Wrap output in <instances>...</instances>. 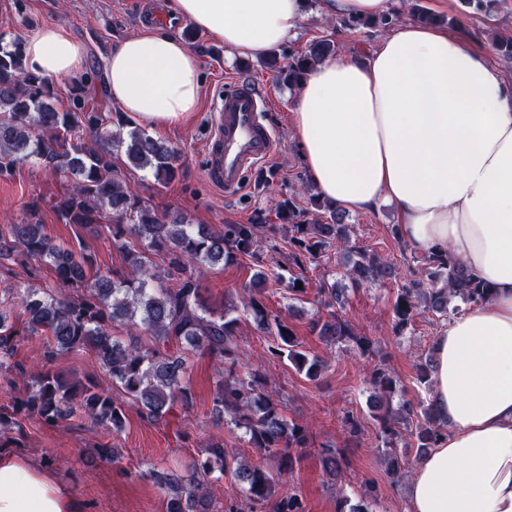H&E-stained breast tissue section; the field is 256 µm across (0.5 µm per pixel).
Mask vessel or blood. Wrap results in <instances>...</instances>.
Listing matches in <instances>:
<instances>
[{
  "mask_svg": "<svg viewBox=\"0 0 512 512\" xmlns=\"http://www.w3.org/2000/svg\"><path fill=\"white\" fill-rule=\"evenodd\" d=\"M267 109L263 93L237 81L213 98L206 173L225 195L240 194L249 175L277 155L276 135L265 119Z\"/></svg>",
  "mask_w": 512,
  "mask_h": 512,
  "instance_id": "obj_1",
  "label": "vessel or blood"
}]
</instances>
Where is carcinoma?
Wrapping results in <instances>:
<instances>
[{
  "mask_svg": "<svg viewBox=\"0 0 512 512\" xmlns=\"http://www.w3.org/2000/svg\"><path fill=\"white\" fill-rule=\"evenodd\" d=\"M471 13L486 18L497 14L500 0H463ZM410 20L441 22L418 2L408 5ZM397 16L374 19L349 18L354 27L390 26ZM492 46L512 60V36L496 34ZM335 52L327 39L312 41L305 51L288 56L281 66L272 65L275 76L298 84L320 60ZM123 153L126 170H148L155 187H164L179 172L175 149L140 127L126 135L112 132L102 113L59 107L55 86L28 71L21 47H0V176L10 175L19 165L31 163L63 177L70 188L53 204L58 219L88 233L106 228L112 244L120 249L128 272L103 273L92 253L63 247L44 233L37 208L29 216L0 231V260L22 264L40 261L54 267L57 284L49 288H10L0 300V371L24 374L12 362L17 344L27 336L46 337L45 357L52 362L62 354L91 351L100 367L124 398L112 396L97 382L73 373L39 371L29 374L32 391L14 408L17 414L35 415L54 425L78 408L92 424L113 435L126 427L125 399L134 400L144 418L160 422L177 407H189L186 356L204 353L224 365L214 392L211 417L216 426L244 431L247 442L276 469L260 462L240 464L228 458L224 440L205 446L203 458L193 461L177 475L152 469L147 473L164 496L165 512H217L202 486L228 475L255 505L274 497L275 488L291 479L303 453L312 447L302 425L286 419L280 401L267 391L258 372L237 375L249 354L237 341L238 306L218 312L207 305L199 280L208 269L230 264L240 255L258 257L263 232L274 235L273 224H226L214 230L190 224L178 215H160L136 193L113 162ZM321 211L310 223L293 203L283 204L279 220L288 225L289 264L300 269L336 249L343 259L342 273L353 286L382 283L392 278L393 260L352 244V225L339 206L313 196ZM110 223L103 224L104 220ZM162 255L167 269L153 265L150 256ZM175 280L174 286L164 284ZM265 277L257 273L244 284L240 303L256 327L272 338L271 357L288 361L310 381L319 380L325 361L310 354L284 318L270 313L261 299ZM327 317H318L313 330L327 346L352 344L364 357H371L374 342L357 332L339 315L347 302V289L325 282L318 289ZM492 295L486 283L470 277L464 267L447 254L420 258L410 270V279L397 291L393 304V330L400 332L424 313L448 320L461 312L460 305L479 304ZM21 308L26 327L17 329L8 308ZM141 332L138 345H127L112 332L114 327ZM373 389L371 408L377 422L378 452L389 474L402 469L400 448H416L423 455L436 446L442 430L433 401L401 400L393 403L397 380L382 367L370 372ZM323 469L337 481L349 478V459L339 449L321 451ZM275 512H303L295 493L281 497Z\"/></svg>",
  "mask_w": 512,
  "mask_h": 512,
  "instance_id": "cac0c4a2",
  "label": "carcinoma"
}]
</instances>
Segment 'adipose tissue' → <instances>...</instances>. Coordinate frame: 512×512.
Here are the masks:
<instances>
[{"mask_svg":"<svg viewBox=\"0 0 512 512\" xmlns=\"http://www.w3.org/2000/svg\"><path fill=\"white\" fill-rule=\"evenodd\" d=\"M308 0H168L172 15L257 57L295 36ZM52 83L84 79L85 47L60 25L22 46ZM104 84L151 126L197 110L201 70L147 29L102 60ZM290 128L309 182L348 211L392 206L419 255L457 259L493 289L435 339L433 404L445 432L417 462L411 512H512V76L464 32L399 24L363 53L325 58L299 87ZM0 512H87L49 470L0 452Z\"/></svg>","mask_w":512,"mask_h":512,"instance_id":"1","label":"adipose tissue"}]
</instances>
